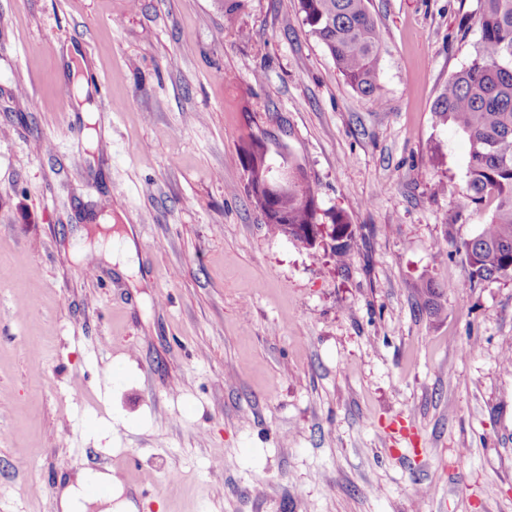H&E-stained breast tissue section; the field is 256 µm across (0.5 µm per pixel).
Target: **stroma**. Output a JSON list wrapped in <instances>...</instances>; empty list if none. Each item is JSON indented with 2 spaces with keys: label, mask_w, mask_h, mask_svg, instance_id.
Wrapping results in <instances>:
<instances>
[{
  "label": "stroma",
  "mask_w": 512,
  "mask_h": 512,
  "mask_svg": "<svg viewBox=\"0 0 512 512\" xmlns=\"http://www.w3.org/2000/svg\"><path fill=\"white\" fill-rule=\"evenodd\" d=\"M368 7L378 103L298 0H0V512H58L79 469L130 458L156 478L126 473L136 512H512V280L454 250L485 210L432 110L480 2ZM249 132L348 216L344 265L266 224ZM108 220L132 256L91 240Z\"/></svg>",
  "instance_id": "35a3bbf8"
}]
</instances>
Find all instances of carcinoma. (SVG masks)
I'll return each instance as SVG.
<instances>
[{
    "label": "carcinoma",
    "instance_id": "cac0c4a2",
    "mask_svg": "<svg viewBox=\"0 0 512 512\" xmlns=\"http://www.w3.org/2000/svg\"><path fill=\"white\" fill-rule=\"evenodd\" d=\"M303 21L329 52L339 72L362 95L381 101L378 52L381 31L367 0H299ZM480 39L470 63L448 78L432 111L464 133L470 142L466 199L495 206L472 238L456 245L470 267V278H512V0H480ZM265 145L250 133L239 145L242 163ZM288 196L279 202L287 223L270 222L284 236L304 227L320 233L316 190L299 166ZM331 223L344 229L334 238L336 261L345 262L357 245L348 216L338 212Z\"/></svg>",
    "mask_w": 512,
    "mask_h": 512
}]
</instances>
